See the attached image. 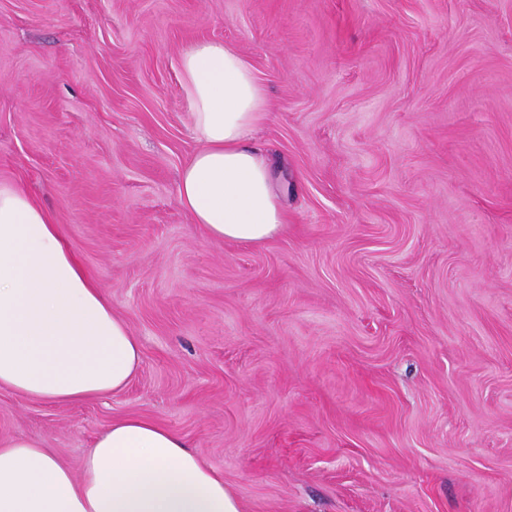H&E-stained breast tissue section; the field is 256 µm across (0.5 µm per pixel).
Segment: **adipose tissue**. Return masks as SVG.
<instances>
[{"mask_svg": "<svg viewBox=\"0 0 512 512\" xmlns=\"http://www.w3.org/2000/svg\"><path fill=\"white\" fill-rule=\"evenodd\" d=\"M200 147L183 166L178 200L207 238L259 245L288 222L267 154L251 145L268 118L248 61L220 40L179 58ZM141 346L23 187L0 181V389L53 403L122 391ZM0 512H245L221 474L186 440L141 416L96 436L80 474L39 438L0 441Z\"/></svg>", "mask_w": 512, "mask_h": 512, "instance_id": "ef3b65f1", "label": "adipose tissue"}]
</instances>
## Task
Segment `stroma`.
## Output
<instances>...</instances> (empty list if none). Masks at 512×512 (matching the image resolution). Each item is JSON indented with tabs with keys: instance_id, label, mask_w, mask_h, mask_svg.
<instances>
[{
	"instance_id": "stroma-1",
	"label": "stroma",
	"mask_w": 512,
	"mask_h": 512,
	"mask_svg": "<svg viewBox=\"0 0 512 512\" xmlns=\"http://www.w3.org/2000/svg\"><path fill=\"white\" fill-rule=\"evenodd\" d=\"M209 39L290 187L258 246L178 200V60ZM0 181L142 349L116 394L1 389V439L76 472L144 416L246 512H512V0H0Z\"/></svg>"
}]
</instances>
